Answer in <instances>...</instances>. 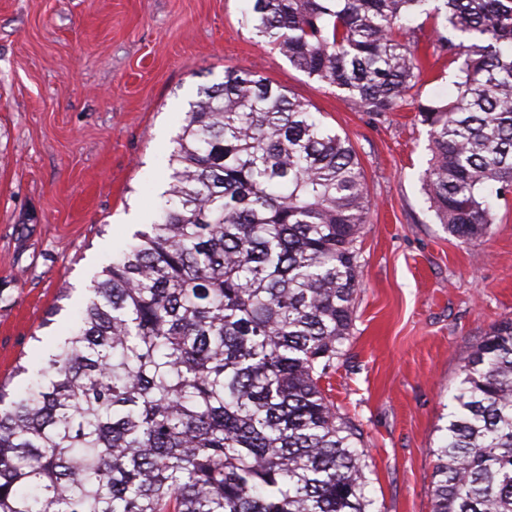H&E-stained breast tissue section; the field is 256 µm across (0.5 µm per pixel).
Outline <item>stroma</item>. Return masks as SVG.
I'll list each match as a JSON object with an SVG mask.
<instances>
[{
  "label": "stroma",
  "mask_w": 512,
  "mask_h": 512,
  "mask_svg": "<svg viewBox=\"0 0 512 512\" xmlns=\"http://www.w3.org/2000/svg\"><path fill=\"white\" fill-rule=\"evenodd\" d=\"M243 0H0V384L67 336L93 277L166 202L201 87L244 67L347 136L372 209L352 335L329 395L363 432L371 512H432L433 448L460 369L512 318V197L460 243L428 211L413 107L372 119L241 24Z\"/></svg>",
  "instance_id": "35a3bbf8"
}]
</instances>
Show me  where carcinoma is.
Returning a JSON list of instances; mask_svg holds the SVG:
<instances>
[{"label":"carcinoma","instance_id":"carcinoma-1","mask_svg":"<svg viewBox=\"0 0 512 512\" xmlns=\"http://www.w3.org/2000/svg\"><path fill=\"white\" fill-rule=\"evenodd\" d=\"M247 0L243 25L371 117L428 128L429 211L468 244L512 194V0ZM444 17L424 47L410 17ZM453 29L469 41L448 38ZM451 101L416 99L429 57ZM168 201L23 392L0 384V512H367L344 357L371 199L348 138L245 68L203 87ZM433 512H512V319L461 369ZM458 64L451 63L449 59H441L435 66L430 81L426 82L419 90V98L425 101L430 98L448 100L454 91V82L457 80Z\"/></svg>","mask_w":512,"mask_h":512}]
</instances>
